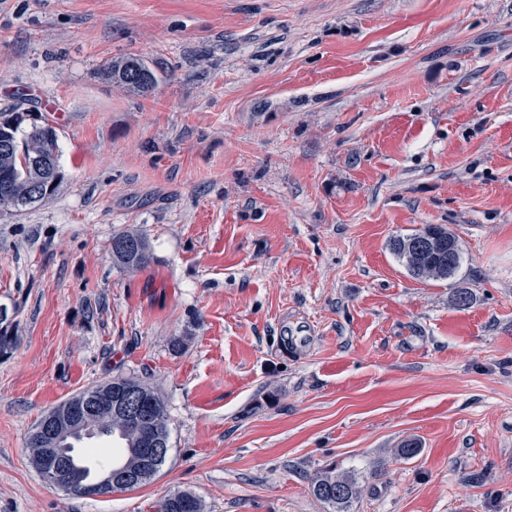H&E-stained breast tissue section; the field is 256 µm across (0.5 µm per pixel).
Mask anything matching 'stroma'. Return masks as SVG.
Returning <instances> with one entry per match:
<instances>
[{
	"label": "stroma",
	"mask_w": 512,
	"mask_h": 512,
	"mask_svg": "<svg viewBox=\"0 0 512 512\" xmlns=\"http://www.w3.org/2000/svg\"><path fill=\"white\" fill-rule=\"evenodd\" d=\"M47 99L63 180L0 215V512H328L331 466L353 512H512V0H0V111ZM425 224L454 277L393 254ZM116 375L161 388L167 460L65 495L29 433ZM144 72L147 73L145 81L136 78L137 74ZM106 73L113 83L123 85L131 92L136 93L152 91L161 80V74L156 63L135 55L112 60ZM442 233L444 239L448 241V244L453 248V263L448 266L445 265L429 264V261H415L409 259L407 248L410 244V240L418 235L434 236ZM391 250L393 253L403 261L409 273L418 279L444 281L451 278L458 271L462 261V250L456 236L448 230L443 224H425L423 227L413 234L406 236H399L392 240ZM429 248H435L432 241L427 239H419L410 244V258H418L422 255V252ZM119 239H131L136 242L133 249L121 250L112 248L113 264L125 270H138L144 267L150 259L151 246L143 233L123 232L113 236L112 243ZM311 491L331 512H351L359 494V482L355 474L336 472V467H329L313 479ZM192 500L195 503L194 512H204L205 505L202 500L190 491L178 490L165 496L158 504L157 512H184L182 502Z\"/></svg>",
	"instance_id": "35a3bbf8"
}]
</instances>
